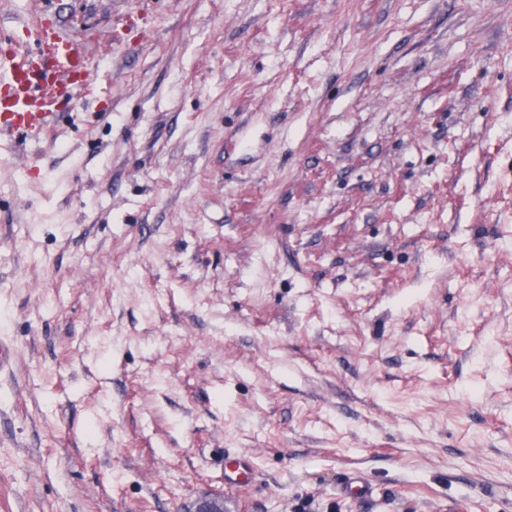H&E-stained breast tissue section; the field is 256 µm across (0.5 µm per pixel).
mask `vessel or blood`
<instances>
[{"instance_id": "b4317fda", "label": "vessel or blood", "mask_w": 512, "mask_h": 512, "mask_svg": "<svg viewBox=\"0 0 512 512\" xmlns=\"http://www.w3.org/2000/svg\"><path fill=\"white\" fill-rule=\"evenodd\" d=\"M26 31L25 42L0 51V137L38 140L90 97L94 80L83 49L60 27L38 15ZM251 471L244 454L224 460L226 485L244 486Z\"/></svg>"}]
</instances>
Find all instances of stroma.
<instances>
[{
	"label": "stroma",
	"instance_id": "1",
	"mask_svg": "<svg viewBox=\"0 0 512 512\" xmlns=\"http://www.w3.org/2000/svg\"><path fill=\"white\" fill-rule=\"evenodd\" d=\"M45 8L97 83L0 141V512H512V0ZM252 471L250 459L245 454L227 456L224 460V483L233 487H243Z\"/></svg>",
	"mask_w": 512,
	"mask_h": 512
}]
</instances>
